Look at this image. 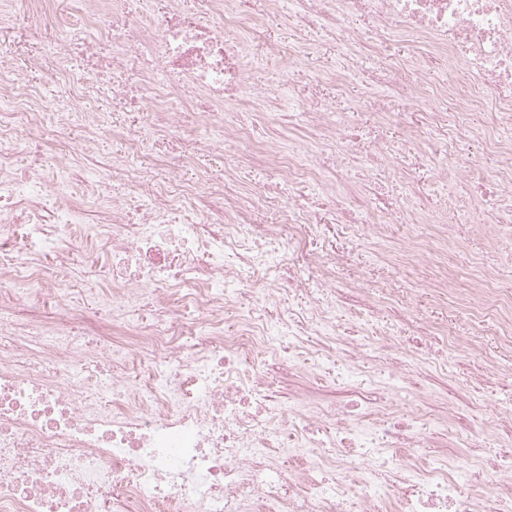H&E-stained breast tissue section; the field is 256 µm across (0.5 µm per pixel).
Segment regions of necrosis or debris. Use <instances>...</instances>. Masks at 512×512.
I'll return each mask as SVG.
<instances>
[{"label": "necrosis or debris", "mask_w": 512, "mask_h": 512, "mask_svg": "<svg viewBox=\"0 0 512 512\" xmlns=\"http://www.w3.org/2000/svg\"><path fill=\"white\" fill-rule=\"evenodd\" d=\"M139 4L80 0L71 21L54 0L0 5L1 25L34 16L50 30L27 68L47 81H59L63 55L86 39L112 47L53 103L0 49V512H512L511 450L492 449L484 469L425 458L431 426L450 427L455 410L431 423L400 407L422 344L391 330L373 340L359 325L379 321L393 298H371L347 337L336 336V269L350 259L338 239L394 241L415 271L431 252L414 240L450 233L449 212L471 223L491 204L484 231L494 242L512 227V0H292L290 25L323 29L357 54L379 56L403 37L464 70L435 92L461 121L483 108L498 176L481 200L460 175L444 187L447 204L431 202L422 217L427 190L411 178L405 140L365 142L357 113L306 109L284 83L279 122L304 140L261 141L240 121L246 45L280 0ZM145 52L157 61L149 72ZM128 72L140 76L139 96L112 115L119 146L108 181L78 168L96 153L92 136L65 145L47 177L38 144L65 136L79 108L98 126L99 88ZM202 152L224 163V182L201 170L186 183L182 169ZM391 170L409 180L404 224L368 185ZM63 174L102 218L57 205ZM245 178L251 191L237 192ZM192 197L206 210L182 219ZM267 208L278 221L255 223ZM430 288L465 303L489 293L495 314L512 312V285L491 273ZM44 299L54 316L26 340L19 314ZM230 306L243 313L233 328ZM269 349L286 354L288 369L347 379L353 400L285 401L257 361ZM370 350L382 369L379 406L363 393ZM143 367L149 379L135 376ZM371 414L377 424L362 429ZM287 448L299 465L277 461Z\"/></svg>", "instance_id": "necrosis-or-debris-1"}]
</instances>
